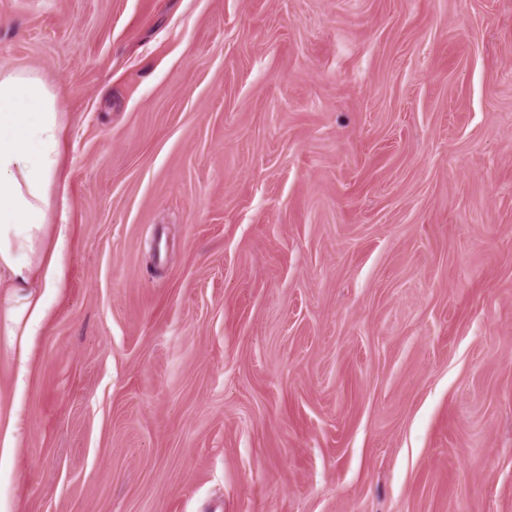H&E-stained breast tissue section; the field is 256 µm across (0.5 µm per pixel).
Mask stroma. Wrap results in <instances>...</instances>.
Segmentation results:
<instances>
[{"instance_id":"stroma-1","label":"stroma","mask_w":512,"mask_h":512,"mask_svg":"<svg viewBox=\"0 0 512 512\" xmlns=\"http://www.w3.org/2000/svg\"><path fill=\"white\" fill-rule=\"evenodd\" d=\"M68 128L0 512H512V0H0Z\"/></svg>"}]
</instances>
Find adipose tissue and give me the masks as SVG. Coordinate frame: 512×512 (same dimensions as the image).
Listing matches in <instances>:
<instances>
[{"instance_id": "adipose-tissue-1", "label": "adipose tissue", "mask_w": 512, "mask_h": 512, "mask_svg": "<svg viewBox=\"0 0 512 512\" xmlns=\"http://www.w3.org/2000/svg\"><path fill=\"white\" fill-rule=\"evenodd\" d=\"M65 134L56 97L34 71L0 74V335L26 355L64 281L70 228L50 221Z\"/></svg>"}]
</instances>
